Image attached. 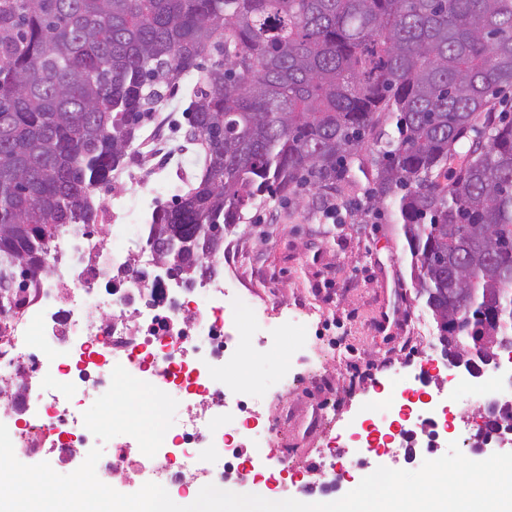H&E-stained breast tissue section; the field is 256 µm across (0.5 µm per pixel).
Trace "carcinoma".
<instances>
[{"label": "carcinoma", "mask_w": 512, "mask_h": 512, "mask_svg": "<svg viewBox=\"0 0 512 512\" xmlns=\"http://www.w3.org/2000/svg\"><path fill=\"white\" fill-rule=\"evenodd\" d=\"M181 78L201 170L153 212L162 260L216 255L257 201L362 183L354 216L400 230L438 335L512 337V0H0V300L94 223Z\"/></svg>", "instance_id": "carcinoma-1"}]
</instances>
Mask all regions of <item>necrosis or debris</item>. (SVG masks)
<instances>
[{"mask_svg": "<svg viewBox=\"0 0 512 512\" xmlns=\"http://www.w3.org/2000/svg\"><path fill=\"white\" fill-rule=\"evenodd\" d=\"M142 160L141 150H134L116 174L98 218L104 235L62 228L52 245L53 271L35 275L0 302V423L16 456L51 448L56 463L69 465L74 446L96 444L92 425L101 409L90 392L133 379L159 407L177 403L183 416L173 430L127 423L130 443L115 444L98 461V477L108 484L125 474L178 487L193 499L208 484L229 491L247 475L262 481L267 466L252 450L268 439L272 425L246 401L240 369L228 366L244 339L238 326L225 321L229 291L223 280L200 282L199 294L159 314L142 305L152 298L166 302L167 286L117 259L128 225L141 217L140 198L126 184ZM119 272L124 279L114 297H104L101 285L113 283ZM18 403L24 408L19 422L13 419ZM448 413L447 400L423 399L410 387L400 402L372 400L370 416L344 445L355 449V463L370 473L384 448L397 441L414 450L417 429L437 431L447 425ZM228 418L233 427L225 426Z\"/></svg>", "mask_w": 512, "mask_h": 512, "instance_id": "4bbe7bcc", "label": "necrosis or debris"}]
</instances>
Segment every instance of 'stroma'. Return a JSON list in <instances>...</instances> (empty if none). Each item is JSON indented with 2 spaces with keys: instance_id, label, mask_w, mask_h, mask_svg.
<instances>
[{
  "instance_id": "obj_1",
  "label": "stroma",
  "mask_w": 512,
  "mask_h": 512,
  "mask_svg": "<svg viewBox=\"0 0 512 512\" xmlns=\"http://www.w3.org/2000/svg\"><path fill=\"white\" fill-rule=\"evenodd\" d=\"M311 193L287 207L259 205L249 209L245 223L224 234V245L235 255L239 280L265 301L263 308L239 307L243 323L270 321L283 327L287 338L282 350L269 354L250 346L241 350V361L255 392L258 406L277 420L272 444L276 457L293 456L275 501L313 497L333 499L354 489L361 471L352 480L336 481L331 469L337 456H351V449H337L340 429L319 421V397L312 379L322 372L338 386L349 413L361 410L365 387L356 376L401 364L403 374L421 375L420 389L434 394L457 376L448 368L436 345L437 331L411 349L402 341L411 335L418 318L428 317L415 297L410 279V255L403 235L371 216L356 219L323 217L310 200ZM315 310L310 330L295 331L293 318L301 306ZM342 339L356 352L342 361L331 349L314 350V335ZM296 375V391L280 393L276 383L281 370ZM504 389L481 394L471 403L449 396L454 416L448 436L462 453H469L470 437L484 427L485 408L491 398H503Z\"/></svg>"
}]
</instances>
